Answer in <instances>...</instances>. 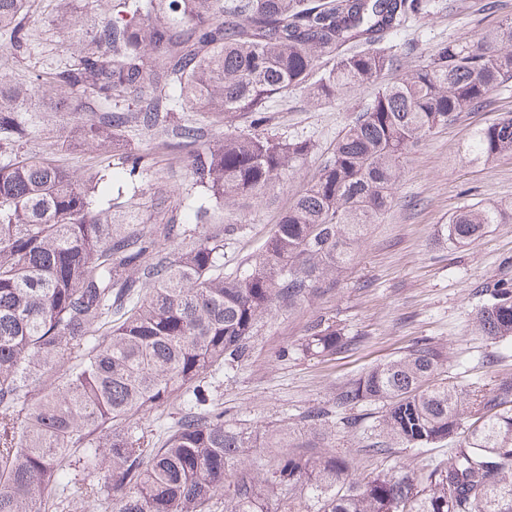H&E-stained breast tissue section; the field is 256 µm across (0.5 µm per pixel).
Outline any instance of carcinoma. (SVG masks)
Instances as JSON below:
<instances>
[{
	"label": "carcinoma",
	"mask_w": 512,
	"mask_h": 512,
	"mask_svg": "<svg viewBox=\"0 0 512 512\" xmlns=\"http://www.w3.org/2000/svg\"><path fill=\"white\" fill-rule=\"evenodd\" d=\"M431 0H109L71 60L32 84L0 73V512H512V377L489 389L443 377V348L422 339L336 389L320 426L364 402L386 406L384 436L448 458L351 478L344 457L290 448L277 429L224 421L220 374L247 361L258 324L336 283L353 246L390 203L406 156L435 129L483 107L512 81V20L472 44L450 41L428 65L383 82L402 54L384 37L430 14ZM30 0H0V39L28 48ZM68 33L77 16L53 19ZM377 86L331 157L274 224L247 268L224 274V207L268 203L309 139L256 132L276 99L306 89L332 101ZM76 95L70 131L142 174L126 131L173 134L195 224L167 196L142 224L137 186L97 203L105 169L84 175L27 147L44 100ZM218 133L204 135L196 115ZM250 120L245 131L235 125ZM467 153H512V113L476 130ZM506 211L468 205L442 232L465 244ZM475 327L512 342V278L485 282ZM347 346L312 322L297 350ZM171 417L163 436L145 426Z\"/></svg>",
	"instance_id": "obj_1"
}]
</instances>
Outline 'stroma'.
Instances as JSON below:
<instances>
[{
    "instance_id": "obj_1",
    "label": "stroma",
    "mask_w": 512,
    "mask_h": 512,
    "mask_svg": "<svg viewBox=\"0 0 512 512\" xmlns=\"http://www.w3.org/2000/svg\"><path fill=\"white\" fill-rule=\"evenodd\" d=\"M486 2L436 0L433 14L394 34L392 43L405 54L403 71L427 65L432 51L442 43L476 40L501 18L512 17V0H496L490 10ZM27 25L30 52L0 46L14 80H31L45 62L80 50L77 37L52 23L43 0H37ZM374 94V86L366 85L329 103L301 90L277 100L265 132L311 139L316 151L287 176L274 205L225 209V223L240 228L237 235L224 239L225 272L235 271L257 252L280 212L314 178L344 128ZM504 112H512V83L496 89L486 107L462 113L454 124L436 130L409 154L390 206L377 223L368 226L351 263L339 271L335 288L293 310H274L260 323L249 359L225 371L219 394L226 421L255 431L287 429L291 444L312 442L349 458L353 475L360 480L444 455L441 447L396 446L382 454L370 452V445L379 439L383 406L378 402L351 410V417L358 420L354 428L335 415L328 430L315 432L304 416L311 408L327 405L338 386L420 339L443 347L448 377L455 383L488 389L498 379L512 376V343L493 342L472 326L480 305L476 287L512 265V221L489 225L481 236L457 247L438 238L443 225L463 205L512 206V155L475 159L465 151L472 133ZM80 121V114L69 110L66 99H57L46 121L35 126L29 149L53 154L84 173L87 155L68 149L64 140L65 129ZM129 143L144 155L149 168V177L142 182L146 194L142 212H149L148 197L158 187L166 191L171 206L181 207L191 186L183 159L168 151L157 133L130 136ZM319 317L342 328L350 341L345 351L325 358L297 352L309 324Z\"/></svg>"
}]
</instances>
